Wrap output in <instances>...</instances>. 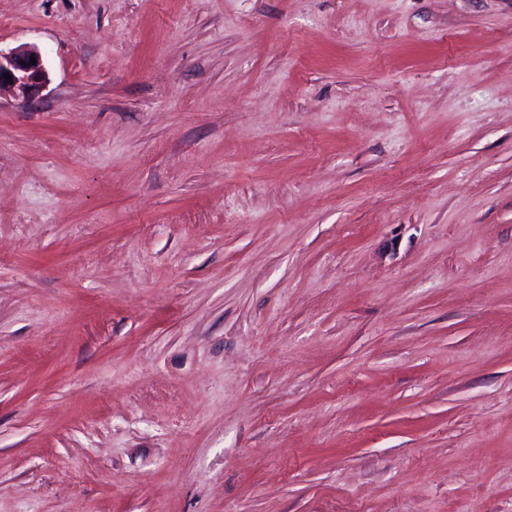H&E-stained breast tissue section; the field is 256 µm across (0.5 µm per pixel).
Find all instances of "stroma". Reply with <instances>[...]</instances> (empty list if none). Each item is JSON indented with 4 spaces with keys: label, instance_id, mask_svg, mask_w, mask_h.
Segmentation results:
<instances>
[{
    "label": "stroma",
    "instance_id": "35a3bbf8",
    "mask_svg": "<svg viewBox=\"0 0 512 512\" xmlns=\"http://www.w3.org/2000/svg\"><path fill=\"white\" fill-rule=\"evenodd\" d=\"M0 512H512V0H0ZM31 57L36 59L35 64H32ZM5 73L12 76L13 83L3 78ZM47 78L42 55L35 46L20 45L7 52L0 49V89L7 85L18 90L23 97L33 99L46 84Z\"/></svg>",
    "mask_w": 512,
    "mask_h": 512
}]
</instances>
